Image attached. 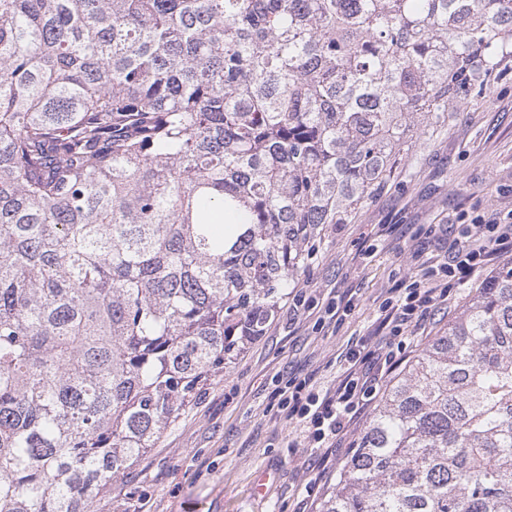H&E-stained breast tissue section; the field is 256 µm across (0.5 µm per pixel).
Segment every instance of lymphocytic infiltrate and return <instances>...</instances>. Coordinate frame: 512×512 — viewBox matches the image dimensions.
<instances>
[{"instance_id": "obj_1", "label": "lymphocytic infiltrate", "mask_w": 512, "mask_h": 512, "mask_svg": "<svg viewBox=\"0 0 512 512\" xmlns=\"http://www.w3.org/2000/svg\"><path fill=\"white\" fill-rule=\"evenodd\" d=\"M508 254L512 255V212L503 221L472 217L461 225L449 255L432 265L429 278L409 279L395 300L383 307L385 336L375 346L362 341L348 351L347 367L333 392L315 391L306 378L286 380L280 408L289 423L300 427L307 446L335 447L353 418L378 397L386 377L404 362L432 307L448 302L454 285L468 282L491 268L496 257Z\"/></svg>"}]
</instances>
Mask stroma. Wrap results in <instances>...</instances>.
Returning a JSON list of instances; mask_svg holds the SVG:
<instances>
[{"mask_svg":"<svg viewBox=\"0 0 512 512\" xmlns=\"http://www.w3.org/2000/svg\"><path fill=\"white\" fill-rule=\"evenodd\" d=\"M403 164L404 175L354 223L319 225L263 334L236 345L154 447L97 494L94 512H319L375 409L351 422L332 451L336 468L324 473V449L301 447L299 428L277 408L272 380L283 374L309 378L320 391L334 388L350 347L382 335V306L447 250L437 225L464 213L491 219L512 211V58L484 95L463 100ZM300 297L307 306L298 311ZM331 300L354 310L324 319ZM313 479L319 486L306 493Z\"/></svg>","mask_w":512,"mask_h":512,"instance_id":"obj_1","label":"stroma"}]
</instances>
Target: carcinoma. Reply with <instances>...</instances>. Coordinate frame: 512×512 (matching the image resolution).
<instances>
[{
  "label": "carcinoma",
  "instance_id": "obj_1",
  "mask_svg": "<svg viewBox=\"0 0 512 512\" xmlns=\"http://www.w3.org/2000/svg\"><path fill=\"white\" fill-rule=\"evenodd\" d=\"M503 55L512 0H0V512H91ZM319 512H512V266Z\"/></svg>",
  "mask_w": 512,
  "mask_h": 512
}]
</instances>
